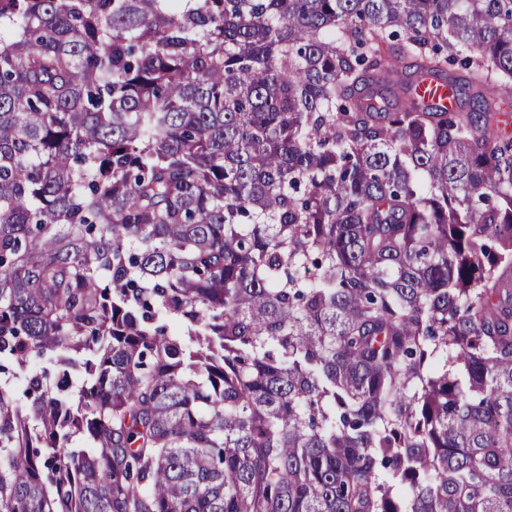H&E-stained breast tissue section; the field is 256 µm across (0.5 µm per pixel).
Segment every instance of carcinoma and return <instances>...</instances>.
Here are the masks:
<instances>
[{"mask_svg": "<svg viewBox=\"0 0 512 512\" xmlns=\"http://www.w3.org/2000/svg\"><path fill=\"white\" fill-rule=\"evenodd\" d=\"M511 107L512 0H0V512H512ZM416 92L426 103L439 104L448 109L453 108L457 103L448 82L438 77H429L420 82Z\"/></svg>", "mask_w": 512, "mask_h": 512, "instance_id": "obj_1", "label": "carcinoma"}]
</instances>
